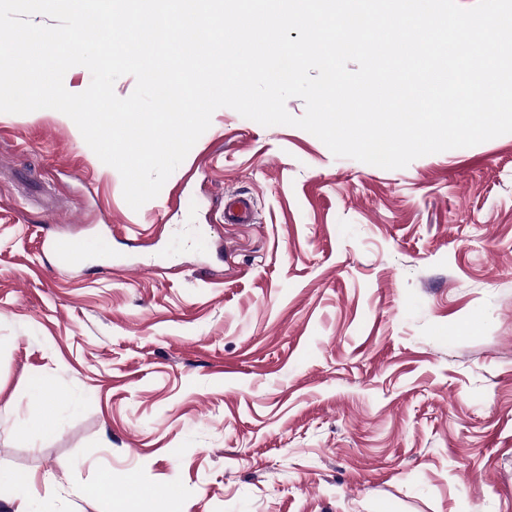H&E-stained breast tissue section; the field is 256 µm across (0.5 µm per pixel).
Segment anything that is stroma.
Instances as JSON below:
<instances>
[{
    "label": "stroma",
    "mask_w": 512,
    "mask_h": 512,
    "mask_svg": "<svg viewBox=\"0 0 512 512\" xmlns=\"http://www.w3.org/2000/svg\"><path fill=\"white\" fill-rule=\"evenodd\" d=\"M0 466L50 512L105 478L179 512H512V134L387 170L222 107L135 211L68 116L0 113ZM254 205L250 198L236 196L224 207L225 224H251ZM54 258V266L73 267L84 260V247L80 241L71 238L55 237L49 243Z\"/></svg>",
    "instance_id": "stroma-1"
}]
</instances>
